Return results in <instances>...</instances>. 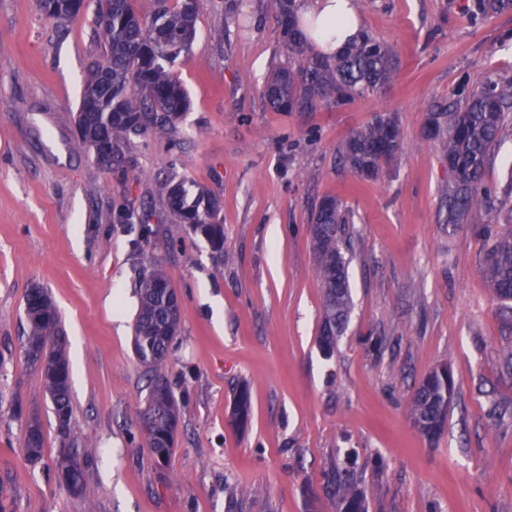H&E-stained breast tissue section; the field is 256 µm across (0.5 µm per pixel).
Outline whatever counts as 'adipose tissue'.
<instances>
[{
	"label": "adipose tissue",
	"mask_w": 512,
	"mask_h": 512,
	"mask_svg": "<svg viewBox=\"0 0 512 512\" xmlns=\"http://www.w3.org/2000/svg\"><path fill=\"white\" fill-rule=\"evenodd\" d=\"M297 12L302 31L327 56L343 52L361 30L351 0H299Z\"/></svg>",
	"instance_id": "obj_1"
}]
</instances>
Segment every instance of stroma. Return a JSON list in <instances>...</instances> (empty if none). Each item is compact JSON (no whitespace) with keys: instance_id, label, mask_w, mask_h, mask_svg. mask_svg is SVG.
I'll return each instance as SVG.
<instances>
[{"instance_id":"35a3bbf8","label":"stroma","mask_w":512,"mask_h":512,"mask_svg":"<svg viewBox=\"0 0 512 512\" xmlns=\"http://www.w3.org/2000/svg\"><path fill=\"white\" fill-rule=\"evenodd\" d=\"M195 2L196 36L172 68L188 111L130 137L107 171L76 124L103 55L93 10L61 24L38 0H0V512H337L323 490L336 463L361 475L367 512H512V309L482 275L486 214L444 221L453 175L425 129L430 103L464 99L476 74L512 78V8L356 0L364 32L393 52L392 81L340 109L277 112L263 87L289 56L266 0ZM379 113L396 119L400 149L363 178L340 149ZM165 179L219 198L223 251L188 229L170 238ZM326 198L348 212L353 249V310L330 357L310 240ZM144 221L153 233L138 250ZM156 265L182 309L167 373L181 420L160 467L140 422L150 375L133 350L138 288ZM36 285L65 329L89 497L58 482L57 420L22 356ZM444 363L454 395L430 438L408 408ZM30 413L45 435L34 464L21 449ZM250 486L257 495H243Z\"/></svg>"}]
</instances>
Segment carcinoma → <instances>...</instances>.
<instances>
[{
	"instance_id": "obj_1",
	"label": "carcinoma",
	"mask_w": 512,
	"mask_h": 512,
	"mask_svg": "<svg viewBox=\"0 0 512 512\" xmlns=\"http://www.w3.org/2000/svg\"><path fill=\"white\" fill-rule=\"evenodd\" d=\"M87 0H49L44 13L66 21L81 14ZM150 20L143 21L132 0H97L92 37L103 42L104 57L88 67L77 125L82 144L94 161L110 171L119 158L121 145L152 125H175L189 107L182 85L173 77L175 59L196 34L193 0H154ZM285 49L292 59L286 68L269 77L264 97L278 112H313L320 106L341 108L374 93L394 73L392 52L365 33L333 60L309 52L298 29L295 0H267ZM512 122V82L490 73L472 81L469 96L431 106L427 131L443 141L454 181L448 191V223L460 224L483 210L490 190L483 185L486 165L507 122ZM400 148V130L394 118L379 113L364 128L343 143L341 158L361 177L376 178L384 163ZM174 223L167 233L175 238L185 227L205 237L216 249L224 247L219 200L202 192L191 195L183 182L160 184ZM497 225L487 241L482 273L495 296L512 302V208L507 216L489 220ZM347 218L334 198L323 200L310 227L318 276L324 288L318 343L330 357L346 330L352 308L347 253L351 242L345 231ZM175 291L159 266L141 281L139 308L134 323V348L138 361L152 373L153 382L145 400L150 417L143 422L145 437L155 464L165 463L175 444L180 407L167 373L172 341L181 318L174 303ZM24 315L27 333L23 355L37 365L44 387L54 405L59 427L69 446L56 457V470L67 477L66 489L79 495L92 492L93 478L74 448L79 438L71 434L70 369L63 347L64 327L48 291L38 285L26 295ZM453 396L448 366L432 370L421 382L410 406V417L428 437L443 429ZM27 460L35 463L44 453L40 420L27 418L22 438ZM324 491L336 502L338 512H365L361 479L347 467L334 466L324 473Z\"/></svg>"
}]
</instances>
